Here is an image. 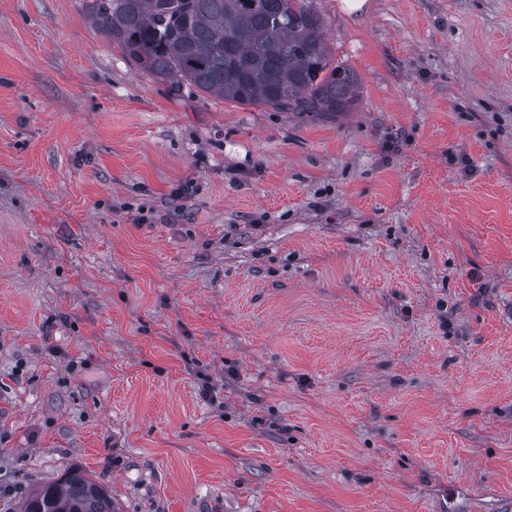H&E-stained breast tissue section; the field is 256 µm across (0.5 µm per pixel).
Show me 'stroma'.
I'll return each mask as SVG.
<instances>
[{"instance_id":"35a3bbf8","label":"stroma","mask_w":512,"mask_h":512,"mask_svg":"<svg viewBox=\"0 0 512 512\" xmlns=\"http://www.w3.org/2000/svg\"><path fill=\"white\" fill-rule=\"evenodd\" d=\"M316 5L354 111L0 0V512H512V0ZM18 512H117L106 487L81 471L65 473L58 481L31 492Z\"/></svg>"}]
</instances>
